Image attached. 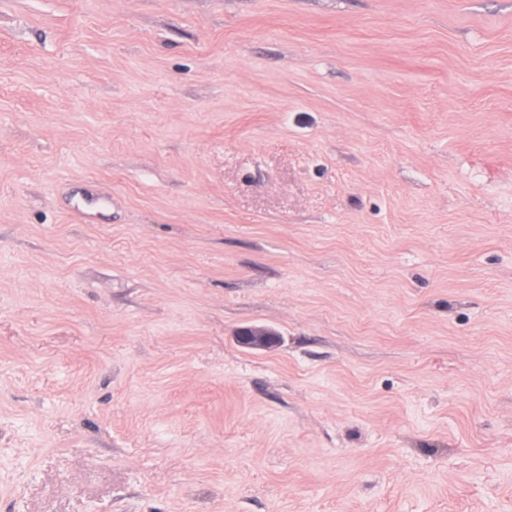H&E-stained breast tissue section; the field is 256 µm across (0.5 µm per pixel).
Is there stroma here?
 <instances>
[{"label": "stroma", "mask_w": 512, "mask_h": 512, "mask_svg": "<svg viewBox=\"0 0 512 512\" xmlns=\"http://www.w3.org/2000/svg\"><path fill=\"white\" fill-rule=\"evenodd\" d=\"M0 512H512V0H0ZM238 341L249 347L268 349L278 343V336L268 329L247 328L239 332Z\"/></svg>", "instance_id": "obj_1"}]
</instances>
